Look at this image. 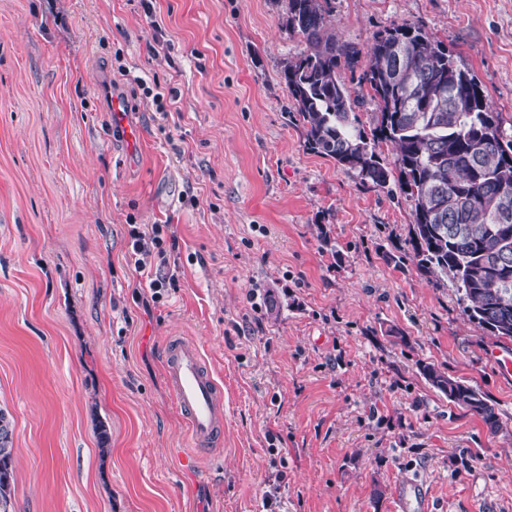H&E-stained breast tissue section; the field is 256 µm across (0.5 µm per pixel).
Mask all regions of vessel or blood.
Instances as JSON below:
<instances>
[{"mask_svg": "<svg viewBox=\"0 0 512 512\" xmlns=\"http://www.w3.org/2000/svg\"><path fill=\"white\" fill-rule=\"evenodd\" d=\"M162 369L194 447L216 444L224 433V393L199 350L181 337H170L163 345Z\"/></svg>", "mask_w": 512, "mask_h": 512, "instance_id": "b4317fda", "label": "vessel or blood"}]
</instances>
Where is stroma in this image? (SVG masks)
I'll return each mask as SVG.
<instances>
[{"instance_id": "obj_1", "label": "stroma", "mask_w": 512, "mask_h": 512, "mask_svg": "<svg viewBox=\"0 0 512 512\" xmlns=\"http://www.w3.org/2000/svg\"><path fill=\"white\" fill-rule=\"evenodd\" d=\"M286 17L287 0H0L16 512H512V379L488 358L512 341L407 259L405 193L306 150L281 79L303 48ZM330 18L360 51L348 88L373 33L408 23L470 70L512 136V0H331ZM138 76L177 88L167 114ZM134 224L175 236L147 277L128 258ZM172 274L153 295L150 278ZM171 336L224 390L207 451L163 382ZM424 364L483 393L497 432Z\"/></svg>"}]
</instances>
